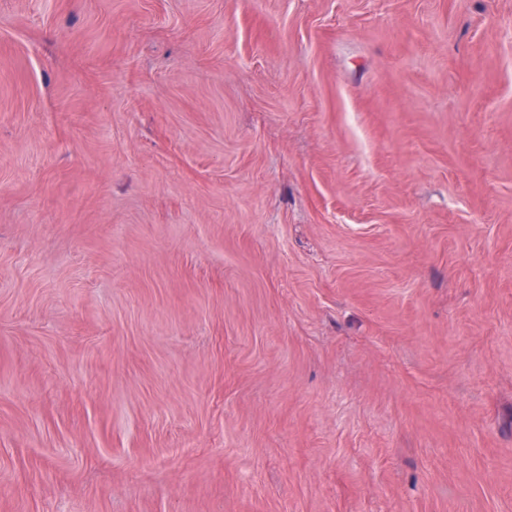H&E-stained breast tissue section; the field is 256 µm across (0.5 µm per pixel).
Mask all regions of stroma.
Listing matches in <instances>:
<instances>
[{"label":"stroma","mask_w":512,"mask_h":512,"mask_svg":"<svg viewBox=\"0 0 512 512\" xmlns=\"http://www.w3.org/2000/svg\"><path fill=\"white\" fill-rule=\"evenodd\" d=\"M0 512H512V0H0Z\"/></svg>","instance_id":"stroma-1"}]
</instances>
